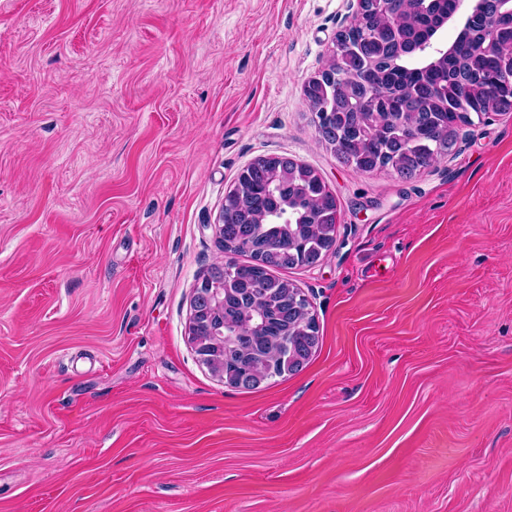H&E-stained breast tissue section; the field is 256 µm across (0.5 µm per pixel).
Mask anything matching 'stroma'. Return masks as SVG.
I'll use <instances>...</instances> for the list:
<instances>
[{
  "label": "stroma",
  "instance_id": "1",
  "mask_svg": "<svg viewBox=\"0 0 512 512\" xmlns=\"http://www.w3.org/2000/svg\"><path fill=\"white\" fill-rule=\"evenodd\" d=\"M355 0H0V512H512V112L412 178L304 96ZM263 155L336 242L281 271L320 343L215 377L190 300Z\"/></svg>",
  "mask_w": 512,
  "mask_h": 512
}]
</instances>
